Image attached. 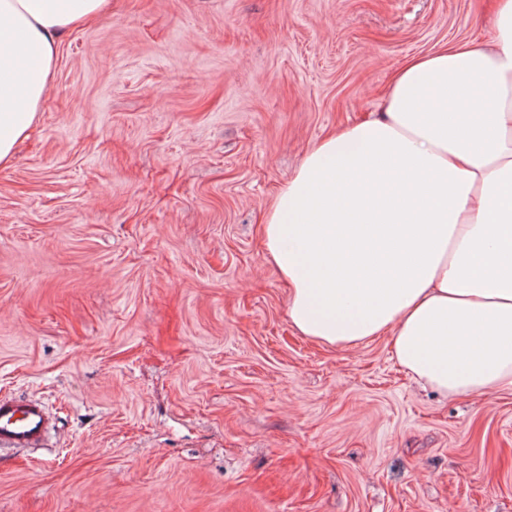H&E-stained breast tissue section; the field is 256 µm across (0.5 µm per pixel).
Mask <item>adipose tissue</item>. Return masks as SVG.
Here are the masks:
<instances>
[{
	"mask_svg": "<svg viewBox=\"0 0 512 512\" xmlns=\"http://www.w3.org/2000/svg\"><path fill=\"white\" fill-rule=\"evenodd\" d=\"M112 0H0V166L38 120L62 37ZM491 43L414 56L379 112L311 147L263 226L293 326L392 338L436 391L512 390V0Z\"/></svg>",
	"mask_w": 512,
	"mask_h": 512,
	"instance_id": "adipose-tissue-1",
	"label": "adipose tissue"
}]
</instances>
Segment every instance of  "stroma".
Wrapping results in <instances>:
<instances>
[{
	"label": "stroma",
	"instance_id": "1",
	"mask_svg": "<svg viewBox=\"0 0 512 512\" xmlns=\"http://www.w3.org/2000/svg\"><path fill=\"white\" fill-rule=\"evenodd\" d=\"M487 0H112L0 167V512H512V391L301 335L261 228L306 151ZM53 419L36 398L0 395V450L46 448Z\"/></svg>",
	"mask_w": 512,
	"mask_h": 512
}]
</instances>
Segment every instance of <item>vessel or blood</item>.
I'll return each instance as SVG.
<instances>
[{"label": "vessel or blood", "mask_w": 512, "mask_h": 512, "mask_svg": "<svg viewBox=\"0 0 512 512\" xmlns=\"http://www.w3.org/2000/svg\"><path fill=\"white\" fill-rule=\"evenodd\" d=\"M53 419L36 398L0 395V450L44 448Z\"/></svg>", "instance_id": "vessel-or-blood-1"}]
</instances>
